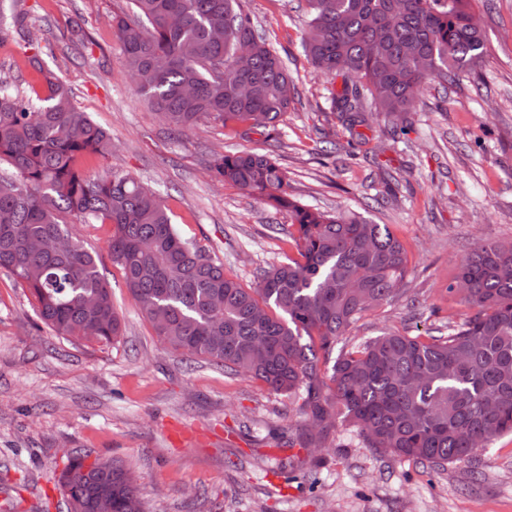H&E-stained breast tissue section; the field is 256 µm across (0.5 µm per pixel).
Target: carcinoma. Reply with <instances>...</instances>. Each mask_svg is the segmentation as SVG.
I'll return each mask as SVG.
<instances>
[{"label":"carcinoma","mask_w":512,"mask_h":512,"mask_svg":"<svg viewBox=\"0 0 512 512\" xmlns=\"http://www.w3.org/2000/svg\"><path fill=\"white\" fill-rule=\"evenodd\" d=\"M302 48L327 74L343 69L336 111L350 125L372 110L406 112L424 83L471 71L485 43L473 0H306ZM112 15L137 92L175 136L202 122L267 132L294 95L286 66L239 0H129ZM22 41L41 91L0 77V268L27 291L54 335L111 343L121 336L98 254L66 224L113 226L109 250L161 341L276 393L301 400L308 447L341 420L369 448L436 466L468 460L512 434V242L489 241L459 263L448 293L469 310L439 336L387 333L341 344L366 310L387 302L408 271L388 224L312 208L288 192L273 155H211V176L286 211L297 257L243 287L224 262L183 239L161 195L115 169L112 135L44 69L26 13L0 10V43ZM67 458L58 487L68 512H143L123 464Z\"/></svg>","instance_id":"cac0c4a2"}]
</instances>
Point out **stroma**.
<instances>
[{
	"label": "stroma",
	"mask_w": 512,
	"mask_h": 512,
	"mask_svg": "<svg viewBox=\"0 0 512 512\" xmlns=\"http://www.w3.org/2000/svg\"><path fill=\"white\" fill-rule=\"evenodd\" d=\"M19 4L40 31L45 68L112 135V159L90 158L86 171L115 168L158 190L179 234L243 286L292 255L290 218L212 179V152L271 153L302 203L392 225L408 252L405 284L362 313L348 342L459 320L465 309L446 290L458 261L483 242L512 241V0H473L486 47L479 66L424 85L400 121L367 114L358 132L368 142L356 150L331 102L341 78L302 51L304 0H241L297 86L277 140L212 120L172 139L131 84L113 34L127 0ZM396 124L403 134L392 135ZM77 230L100 257L122 335L112 344L55 338L0 269V512H67L54 478L80 448L122 461L145 512H512V435L472 460L430 467L376 453L337 423L287 498L275 495L265 470L290 450L268 432L301 434L298 400L164 345L112 262L111 225ZM415 296L426 308L411 310Z\"/></svg>",
	"instance_id": "obj_1"
}]
</instances>
